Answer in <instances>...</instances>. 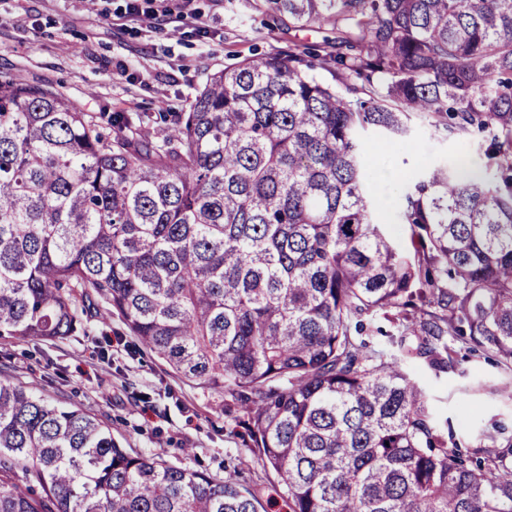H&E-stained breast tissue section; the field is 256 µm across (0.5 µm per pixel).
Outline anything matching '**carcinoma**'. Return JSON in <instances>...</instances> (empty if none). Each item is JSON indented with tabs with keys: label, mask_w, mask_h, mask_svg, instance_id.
Instances as JSON below:
<instances>
[{
	"label": "carcinoma",
	"mask_w": 512,
	"mask_h": 512,
	"mask_svg": "<svg viewBox=\"0 0 512 512\" xmlns=\"http://www.w3.org/2000/svg\"><path fill=\"white\" fill-rule=\"evenodd\" d=\"M255 9L332 36L227 55L160 136L0 72V338L117 314L224 395L288 512H512V435L496 424L463 452L405 369L446 368L450 336L512 369V0ZM417 125L464 149L478 131L499 176L429 164L404 181L409 257L374 221L363 134ZM0 512L265 508L0 378Z\"/></svg>",
	"instance_id": "carcinoma-1"
}]
</instances>
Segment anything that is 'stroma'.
Instances as JSON below:
<instances>
[{
  "label": "stroma",
  "instance_id": "obj_1",
  "mask_svg": "<svg viewBox=\"0 0 512 512\" xmlns=\"http://www.w3.org/2000/svg\"><path fill=\"white\" fill-rule=\"evenodd\" d=\"M251 2L139 0L141 15L132 20L130 0H0V71L57 88L86 112L131 121L143 112H184L226 53L321 42L315 28L262 24ZM456 156L453 140L422 130L403 145L369 148L368 186L388 197L379 219L399 247L413 233L398 220L400 175L427 159L453 164ZM449 346L453 360L443 371L419 361L410 368L431 396L433 415L472 449L478 431L512 423V403L501 395L512 372L462 340ZM0 363L12 381L96 415L125 448L216 479L234 472L268 499V512H285L261 464L231 434L223 395L174 375L138 347L120 317L56 342L0 340Z\"/></svg>",
  "mask_w": 512,
  "mask_h": 512
}]
</instances>
